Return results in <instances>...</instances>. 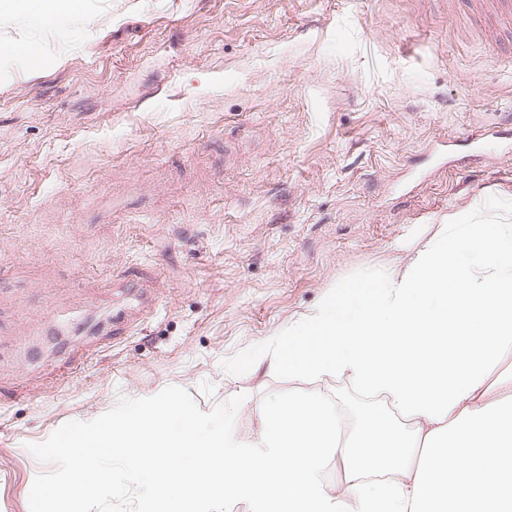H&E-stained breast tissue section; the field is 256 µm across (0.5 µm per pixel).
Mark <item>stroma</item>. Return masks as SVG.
I'll list each match as a JSON object with an SVG mask.
<instances>
[{"label":"stroma","instance_id":"stroma-1","mask_svg":"<svg viewBox=\"0 0 512 512\" xmlns=\"http://www.w3.org/2000/svg\"><path fill=\"white\" fill-rule=\"evenodd\" d=\"M0 19V512H157L123 457L89 496L73 431L167 398L257 435L346 378L268 339L439 224L512 225V25L489 0H86ZM233 407L225 416V407Z\"/></svg>","mask_w":512,"mask_h":512}]
</instances>
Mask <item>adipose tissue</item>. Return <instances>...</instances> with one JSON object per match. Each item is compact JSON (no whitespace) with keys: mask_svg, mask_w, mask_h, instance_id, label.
Returning <instances> with one entry per match:
<instances>
[{"mask_svg":"<svg viewBox=\"0 0 512 512\" xmlns=\"http://www.w3.org/2000/svg\"><path fill=\"white\" fill-rule=\"evenodd\" d=\"M81 0H0V14L37 24L77 15ZM271 366L300 378L350 380L364 395L390 400L392 420L365 408L349 433L327 400L289 395L269 403L259 435L199 427L182 414L178 435L155 426L177 406L160 399L111 427L67 440L81 457V489L104 478L102 454H132L157 472L167 460L165 512H191L217 493L248 497L254 512H448L467 494L474 512H512V404L497 389L512 384V230L438 225L404 269L380 266L351 294L325 303L275 334ZM346 486L331 492L329 458ZM191 465L195 476L175 478Z\"/></svg>","mask_w":512,"mask_h":512,"instance_id":"obj_1","label":"adipose tissue"}]
</instances>
